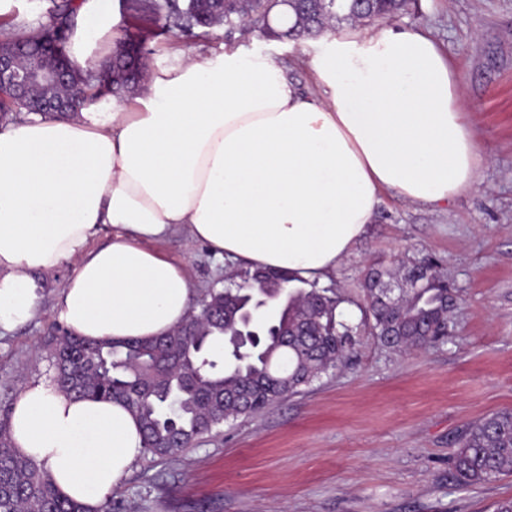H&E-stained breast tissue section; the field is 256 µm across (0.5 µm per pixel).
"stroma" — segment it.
Instances as JSON below:
<instances>
[{
    "mask_svg": "<svg viewBox=\"0 0 512 512\" xmlns=\"http://www.w3.org/2000/svg\"><path fill=\"white\" fill-rule=\"evenodd\" d=\"M399 23L429 31L458 72L482 157L478 185L445 207L382 193L374 223L326 284L357 319L371 264L434 256L460 297L447 337L403 352L361 333L349 361L301 393L176 458L141 457L109 498L112 512H493L512 498V475L462 487L448 474L458 432L512 409V0H412ZM150 45L154 71L178 54L241 49L312 87L300 63L308 41L217 26ZM162 250L185 264L197 298L233 269L182 234ZM72 270L43 274L36 316L0 329V418L29 383L51 376L47 340Z\"/></svg>",
    "mask_w": 512,
    "mask_h": 512,
    "instance_id": "obj_1",
    "label": "stroma"
}]
</instances>
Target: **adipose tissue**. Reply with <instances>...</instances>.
I'll list each match as a JSON object with an SVG mask.
<instances>
[{"mask_svg":"<svg viewBox=\"0 0 512 512\" xmlns=\"http://www.w3.org/2000/svg\"><path fill=\"white\" fill-rule=\"evenodd\" d=\"M112 27V0H82L70 57L94 59ZM307 65L305 93L268 55L228 49L153 72L110 108L0 129V327L32 320L39 273L69 261L56 304L68 331L164 336L193 297L184 264L156 249L176 233L218 260L321 282L366 235L382 191L439 207L476 184L459 81L427 32H328ZM9 434L86 512H103L143 454L124 403L42 380L13 403Z\"/></svg>","mask_w":512,"mask_h":512,"instance_id":"obj_1","label":"adipose tissue"}]
</instances>
